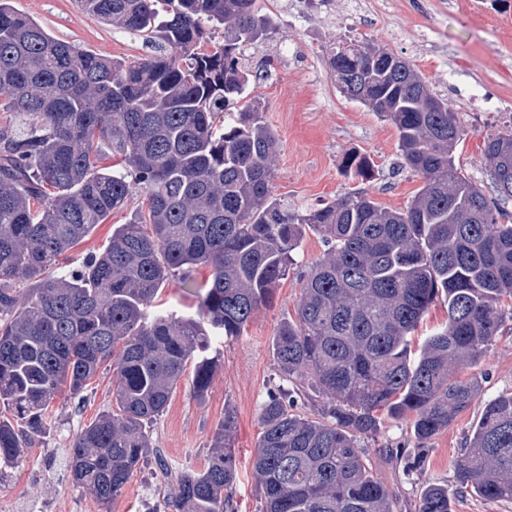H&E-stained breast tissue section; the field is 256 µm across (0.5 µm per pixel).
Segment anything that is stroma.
Instances as JSON below:
<instances>
[{"mask_svg": "<svg viewBox=\"0 0 512 512\" xmlns=\"http://www.w3.org/2000/svg\"><path fill=\"white\" fill-rule=\"evenodd\" d=\"M290 2L256 0L277 33L245 51L255 79L244 97L261 102L278 140L276 193L299 208L366 194L396 210L407 207L423 186L420 176L401 165L396 128L341 94L330 77L326 48L352 38L375 41L418 69L465 130L456 151L459 170L488 198L499 199L483 142L489 135L512 132V0H302L295 13ZM12 5L53 38L108 58L136 60L162 52L160 44L86 14L78 0H12ZM353 153L371 161V179L346 170L345 159ZM141 204V197H132L125 209L97 225L71 250L70 264L102 251L113 227L126 223ZM327 249L320 235L305 236L272 303L259 307L241 336L220 343L221 364L204 397L194 396L190 378L181 380L149 428L166 468L152 460L141 463L124 494L108 507L73 485L64 462L75 434L112 408V373L104 370L82 397L59 393L45 414L47 440L0 475V494L13 495L15 512H168L165 502L177 474L203 465L229 410L236 420L232 446L238 479L227 512H259L251 464L262 432L260 409L269 391L283 383L270 343L284 315L294 309L300 273ZM211 274L210 267L197 266L186 278L168 282L160 290L159 309L196 313ZM471 373L482 382L481 397L429 441L422 474L407 473L404 462L391 455L392 449L416 446L407 420L382 416L377 436L368 441L373 471L392 492L394 512H416L425 482L452 483L453 463L485 400L512 392L511 319Z\"/></svg>", "mask_w": 512, "mask_h": 512, "instance_id": "stroma-1", "label": "stroma"}]
</instances>
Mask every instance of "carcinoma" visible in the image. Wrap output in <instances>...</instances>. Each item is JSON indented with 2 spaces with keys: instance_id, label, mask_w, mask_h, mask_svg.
Returning <instances> with one entry per match:
<instances>
[{
  "instance_id": "1",
  "label": "carcinoma",
  "mask_w": 512,
  "mask_h": 512,
  "mask_svg": "<svg viewBox=\"0 0 512 512\" xmlns=\"http://www.w3.org/2000/svg\"><path fill=\"white\" fill-rule=\"evenodd\" d=\"M111 25L170 53L110 59L56 40L0 0V469L47 434L61 388L79 395L112 368L115 409L74 437L67 467L103 505L154 453L146 427L191 371L203 397L233 339L272 301L307 232L329 250L303 275L294 315L271 350L293 389L270 392L252 471L260 512H393L364 442L381 412L408 418L422 444L480 397L463 377L497 335L512 299V224L458 172L464 135L448 103L404 59L371 41L339 40L327 57L345 96L398 132L402 166L424 186L402 210L365 195L300 210L274 191L278 142L253 100L237 111L247 46L270 40L255 0H78ZM224 31L223 39L213 36ZM512 132L487 137L497 192L512 198ZM117 163L102 164L104 156ZM345 166L372 177L366 157ZM103 252L76 269L66 254L125 207ZM197 265L212 280L194 315L148 313L165 283ZM448 321L418 353L413 332L440 298ZM325 399L296 414L295 390ZM224 412L200 469L181 471L171 512H224L237 481ZM459 490L512 501V393L486 401L453 466ZM417 512H451L448 485L425 483Z\"/></svg>"
}]
</instances>
